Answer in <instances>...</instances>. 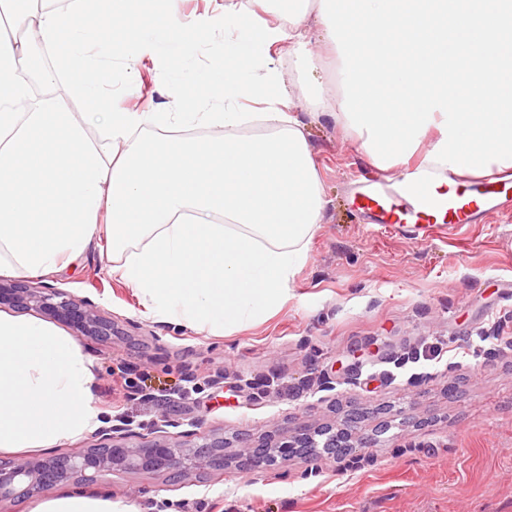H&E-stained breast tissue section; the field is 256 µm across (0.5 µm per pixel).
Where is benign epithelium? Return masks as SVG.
Returning <instances> with one entry per match:
<instances>
[{
    "mask_svg": "<svg viewBox=\"0 0 512 512\" xmlns=\"http://www.w3.org/2000/svg\"><path fill=\"white\" fill-rule=\"evenodd\" d=\"M53 297V293L15 281L0 283L1 304L39 309L73 327L79 337L112 336V321L102 316L96 306L82 300L55 302ZM129 437L130 430L123 425H114L99 433L98 444L81 452L63 458L23 457L11 464L0 465V501L37 497L114 470L162 473L180 480L192 472L224 468L226 454L222 437L177 445L167 436L159 435L139 446L125 444L124 440ZM291 449V445L275 450L245 445L235 449L233 456L240 463L259 467L272 462L275 451L281 458L288 459Z\"/></svg>",
    "mask_w": 512,
    "mask_h": 512,
    "instance_id": "7a95c632",
    "label": "benign epithelium"
}]
</instances>
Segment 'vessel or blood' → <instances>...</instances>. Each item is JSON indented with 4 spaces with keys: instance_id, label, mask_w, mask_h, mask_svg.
Masks as SVG:
<instances>
[{
    "instance_id": "1",
    "label": "vessel or blood",
    "mask_w": 512,
    "mask_h": 512,
    "mask_svg": "<svg viewBox=\"0 0 512 512\" xmlns=\"http://www.w3.org/2000/svg\"><path fill=\"white\" fill-rule=\"evenodd\" d=\"M354 206L369 224L412 225L421 231L434 224H476L488 213L512 212V181L495 175L476 181L452 178L411 194L376 175L356 184Z\"/></svg>"
}]
</instances>
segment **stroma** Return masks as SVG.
Listing matches in <instances>:
<instances>
[{
  "label": "stroma",
  "mask_w": 512,
  "mask_h": 512,
  "mask_svg": "<svg viewBox=\"0 0 512 512\" xmlns=\"http://www.w3.org/2000/svg\"><path fill=\"white\" fill-rule=\"evenodd\" d=\"M297 116L327 206L274 316L228 336L145 316L96 248L25 283L112 320L113 339L78 341L104 426L146 436L166 415L172 442L192 429L234 449L283 447L301 427L328 425L370 447L293 454L255 473L232 463L181 482L113 471L80 493L138 512H512V349L448 364L449 348L477 335L512 336V216L423 233L359 222L355 181L373 163L331 119ZM432 345L438 358L416 360Z\"/></svg>",
  "instance_id": "stroma-1"
}]
</instances>
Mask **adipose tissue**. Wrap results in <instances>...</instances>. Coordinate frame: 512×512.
<instances>
[{
  "label": "adipose tissue",
  "instance_id": "ef3b65f1",
  "mask_svg": "<svg viewBox=\"0 0 512 512\" xmlns=\"http://www.w3.org/2000/svg\"><path fill=\"white\" fill-rule=\"evenodd\" d=\"M269 3L231 0L222 29L161 0H63L35 7L23 36L0 25V275L67 264L100 229L147 315L227 335L287 303L327 201L280 54L306 50L308 22L328 29L320 0ZM147 62L167 98L134 112ZM94 381L73 337L0 315V450L95 431ZM39 512L137 509L71 495Z\"/></svg>",
  "mask_w": 512,
  "mask_h": 512
}]
</instances>
